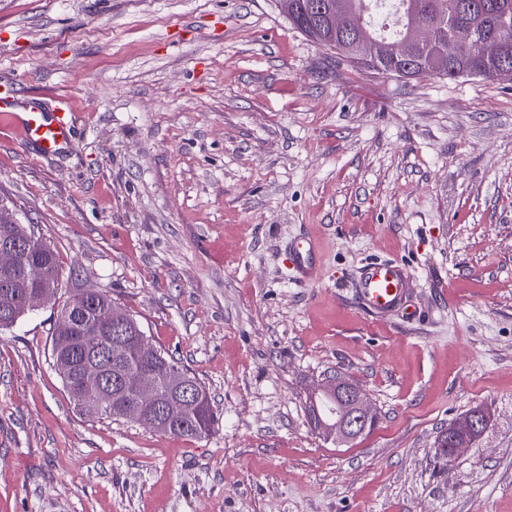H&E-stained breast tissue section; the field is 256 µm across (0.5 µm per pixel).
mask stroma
<instances>
[{"label": "stroma", "mask_w": 512, "mask_h": 512, "mask_svg": "<svg viewBox=\"0 0 512 512\" xmlns=\"http://www.w3.org/2000/svg\"><path fill=\"white\" fill-rule=\"evenodd\" d=\"M66 99L74 147L0 124V198L209 391L204 438L80 412L57 310L0 332V512H512V80L405 79L306 39L277 0H0V84ZM321 245L300 282L288 246ZM411 276L376 320L370 259ZM334 370L376 428L306 402ZM485 432L450 463L440 432ZM410 276L406 267L396 260H371L360 267L356 276L359 303L374 318L395 311L410 316L406 302ZM336 390V409L333 418L324 420L319 412L328 414L334 404L330 396L318 403V430L336 444L344 445L362 436L368 426L369 420L374 416L371 405L365 394L355 383L338 376H327L322 379L315 395L323 392L329 395Z\"/></svg>", "instance_id": "1"}]
</instances>
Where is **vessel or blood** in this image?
<instances>
[{"instance_id": "1", "label": "vessel or blood", "mask_w": 512, "mask_h": 512, "mask_svg": "<svg viewBox=\"0 0 512 512\" xmlns=\"http://www.w3.org/2000/svg\"><path fill=\"white\" fill-rule=\"evenodd\" d=\"M23 95L18 85L0 88V120L9 124L24 140L35 143L42 155L50 157L73 146V121L62 105L50 109H20ZM291 264L300 280L319 275L317 247L314 241H296L290 253ZM410 276L406 267L395 260H371L360 267L356 276V294L372 317L381 318L395 311H406Z\"/></svg>"}]
</instances>
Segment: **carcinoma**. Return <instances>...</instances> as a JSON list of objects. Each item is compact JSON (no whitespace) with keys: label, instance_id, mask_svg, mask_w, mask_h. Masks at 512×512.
<instances>
[{"label":"carcinoma","instance_id":"obj_1","mask_svg":"<svg viewBox=\"0 0 512 512\" xmlns=\"http://www.w3.org/2000/svg\"><path fill=\"white\" fill-rule=\"evenodd\" d=\"M299 9L291 24L315 44L336 51L349 62L400 78L437 76L455 80L462 76L493 80L503 66L512 68V0H398L401 14L388 29L370 9L374 0H298ZM469 29L481 44L479 55L464 54L453 63L440 59V43L456 32ZM407 42L408 56L394 54ZM15 238L27 240L25 261L39 268L27 280L18 273H0V329L14 326L25 314L24 294L37 288L58 289L61 267L55 251L35 236L29 224H0V243ZM82 317L69 325L57 321L51 333L54 368L77 405L91 415L123 419L122 409L133 400L135 377L154 365H165L193 382L198 398L188 403L182 416L157 432L174 437L202 438L211 434L216 414L211 397L201 380L164 350L143 355L130 337L141 329L129 313L124 316V335L129 337L122 360H113L116 338L112 312L120 308L105 293L82 304ZM94 357L108 376L119 374L125 388L113 394L112 407L92 409L82 397L89 386L82 381L81 364Z\"/></svg>","mask_w":512,"mask_h":512}]
</instances>
